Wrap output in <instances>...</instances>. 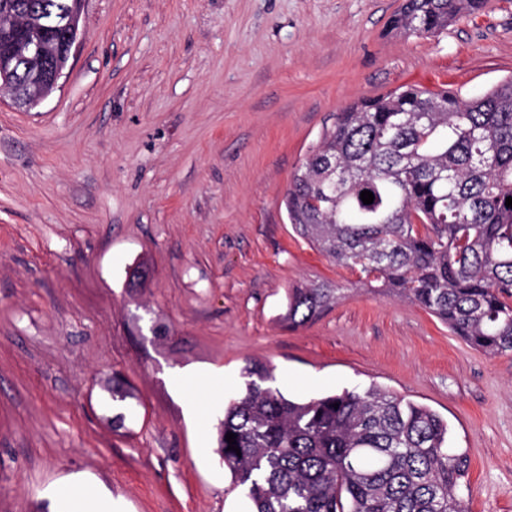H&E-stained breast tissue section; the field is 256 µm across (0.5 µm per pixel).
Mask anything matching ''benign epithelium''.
<instances>
[{
  "instance_id": "benign-epithelium-1",
  "label": "benign epithelium",
  "mask_w": 512,
  "mask_h": 512,
  "mask_svg": "<svg viewBox=\"0 0 512 512\" xmlns=\"http://www.w3.org/2000/svg\"><path fill=\"white\" fill-rule=\"evenodd\" d=\"M82 9L71 0H0V39L9 40L0 57V90L14 102L36 108L57 88L75 47Z\"/></svg>"
}]
</instances>
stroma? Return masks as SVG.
Wrapping results in <instances>:
<instances>
[{"label":"stroma","instance_id":"35a3bbf8","mask_svg":"<svg viewBox=\"0 0 512 512\" xmlns=\"http://www.w3.org/2000/svg\"><path fill=\"white\" fill-rule=\"evenodd\" d=\"M402 3L85 0L59 88L0 98V512H52L74 476L123 512H252L216 429L250 362L295 399L376 385L429 407L470 460L468 512H512V353L374 293L288 221L348 105L512 76V0L429 37L389 32ZM316 282L344 298L286 327L288 288Z\"/></svg>","mask_w":512,"mask_h":512}]
</instances>
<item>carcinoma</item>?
<instances>
[{"label":"carcinoma","mask_w":512,"mask_h":512,"mask_svg":"<svg viewBox=\"0 0 512 512\" xmlns=\"http://www.w3.org/2000/svg\"><path fill=\"white\" fill-rule=\"evenodd\" d=\"M486 2L403 0L392 29L431 36ZM508 197L512 78L475 99L409 86L358 100L296 171L286 206L323 255L498 355L512 352ZM341 298L329 282L290 288L282 321L304 326ZM244 373L218 446L253 512H467L457 487L469 459L448 447V422L428 407L375 385L296 400L265 365Z\"/></svg>","instance_id":"cac0c4a2"}]
</instances>
